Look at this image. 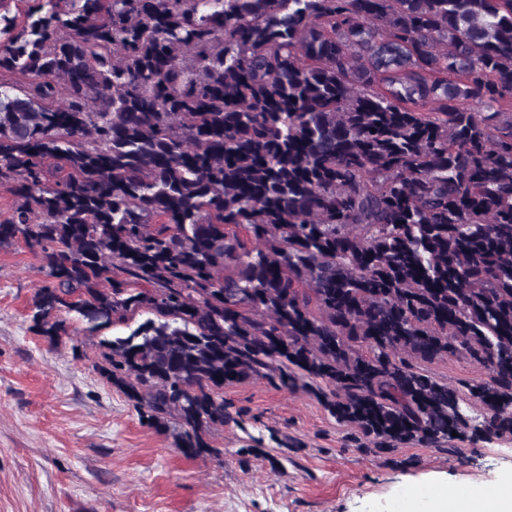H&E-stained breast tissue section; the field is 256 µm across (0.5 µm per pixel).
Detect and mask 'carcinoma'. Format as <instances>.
<instances>
[{"instance_id":"cac0c4a2","label":"carcinoma","mask_w":512,"mask_h":512,"mask_svg":"<svg viewBox=\"0 0 512 512\" xmlns=\"http://www.w3.org/2000/svg\"><path fill=\"white\" fill-rule=\"evenodd\" d=\"M2 185L32 329L149 315L93 368L188 457L251 379L367 451L512 436V0H31ZM436 379L448 382V385L456 386L462 392L464 383H473L486 377L487 371L484 367L467 361L465 359L449 356L431 365L423 366Z\"/></svg>"}]
</instances>
